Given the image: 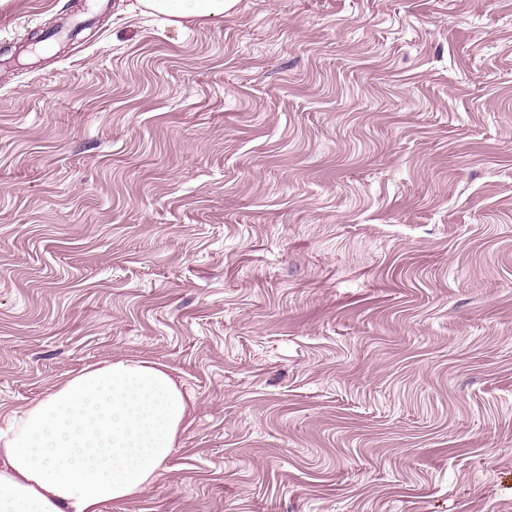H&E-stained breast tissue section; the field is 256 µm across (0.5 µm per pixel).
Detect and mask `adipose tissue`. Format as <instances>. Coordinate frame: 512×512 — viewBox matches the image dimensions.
<instances>
[{
  "mask_svg": "<svg viewBox=\"0 0 512 512\" xmlns=\"http://www.w3.org/2000/svg\"><path fill=\"white\" fill-rule=\"evenodd\" d=\"M236 0H139L178 25ZM188 403L166 365H89L10 420L0 437V512H104L145 493L174 451Z\"/></svg>",
  "mask_w": 512,
  "mask_h": 512,
  "instance_id": "1",
  "label": "adipose tissue"
}]
</instances>
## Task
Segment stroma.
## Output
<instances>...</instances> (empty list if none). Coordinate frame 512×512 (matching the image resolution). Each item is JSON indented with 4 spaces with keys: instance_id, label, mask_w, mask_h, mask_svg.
I'll use <instances>...</instances> for the list:
<instances>
[{
    "instance_id": "obj_1",
    "label": "stroma",
    "mask_w": 512,
    "mask_h": 512,
    "mask_svg": "<svg viewBox=\"0 0 512 512\" xmlns=\"http://www.w3.org/2000/svg\"><path fill=\"white\" fill-rule=\"evenodd\" d=\"M117 358L193 406L105 512H512V0H111L0 63V429ZM151 14L165 16L169 23L182 25V20L223 18L237 0H138Z\"/></svg>"
}]
</instances>
